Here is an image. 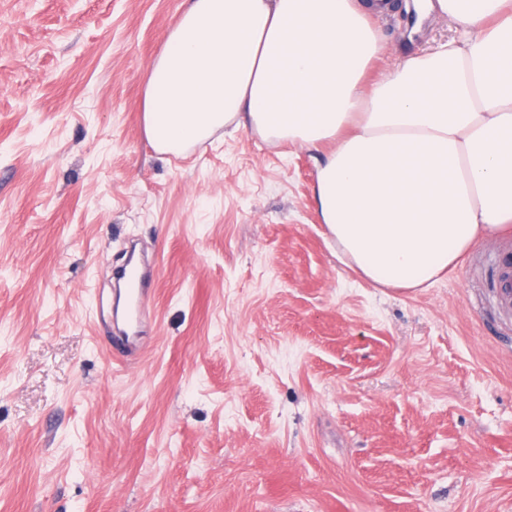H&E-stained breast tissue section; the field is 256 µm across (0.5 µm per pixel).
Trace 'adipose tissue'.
Instances as JSON below:
<instances>
[{"instance_id":"obj_1","label":"adipose tissue","mask_w":512,"mask_h":512,"mask_svg":"<svg viewBox=\"0 0 512 512\" xmlns=\"http://www.w3.org/2000/svg\"><path fill=\"white\" fill-rule=\"evenodd\" d=\"M512 0H426L461 30L364 92L387 0H190L148 69L145 133L177 152L227 125L330 141L323 223L373 284L418 288L512 230Z\"/></svg>"}]
</instances>
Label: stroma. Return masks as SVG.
Instances as JSON below:
<instances>
[{"label":"stroma","instance_id":"obj_1","mask_svg":"<svg viewBox=\"0 0 512 512\" xmlns=\"http://www.w3.org/2000/svg\"><path fill=\"white\" fill-rule=\"evenodd\" d=\"M189 0H0V512H512V233L422 288L353 268L316 150L144 131ZM372 85L457 40L374 15ZM156 279L125 355L112 273Z\"/></svg>","mask_w":512,"mask_h":512}]
</instances>
